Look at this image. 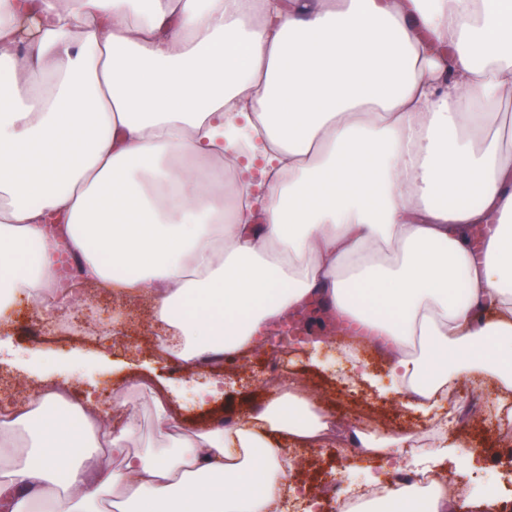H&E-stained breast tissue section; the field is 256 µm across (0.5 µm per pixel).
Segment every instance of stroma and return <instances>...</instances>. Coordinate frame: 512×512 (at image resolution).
I'll list each match as a JSON object with an SVG mask.
<instances>
[{"label": "stroma", "instance_id": "obj_1", "mask_svg": "<svg viewBox=\"0 0 512 512\" xmlns=\"http://www.w3.org/2000/svg\"><path fill=\"white\" fill-rule=\"evenodd\" d=\"M8 313L15 328L0 332V369L10 372L27 395L34 394L38 387V369L61 376L73 373L78 376V388L91 408L104 411L112 405V388L129 383L133 373H147L171 388L185 424L201 430L219 420L248 417L265 403L271 391L266 370L271 350L265 344L245 361L225 368L223 380L217 382L206 364H177L164 359L155 347L151 319L134 313L113 319L112 334L117 338L113 344L33 340L24 332L31 323V306L22 296ZM339 351L338 344L332 342L315 357L304 351L290 353L284 374L316 394L329 414L344 426L357 423L359 415L353 405L363 399L377 417L373 428L380 434L413 435L428 426V414L409 408L406 398L392 390L374 344H365L362 354L378 378L374 390L363 385L354 372L338 361ZM494 445V438L478 416L471 422L466 447L460 449L457 458L446 461L445 470L466 489L495 478L501 499L511 501L512 474L498 464ZM400 464V459L387 461L379 457L369 463L362 453L348 448L341 452L321 448L315 457L297 458L290 481L299 491V501L310 505L312 512H330L327 487L335 478L349 472L361 479H384Z\"/></svg>", "mask_w": 512, "mask_h": 512}]
</instances>
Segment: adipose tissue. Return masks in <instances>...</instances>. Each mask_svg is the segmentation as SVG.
Instances as JSON below:
<instances>
[{
    "instance_id": "adipose-tissue-1",
    "label": "adipose tissue",
    "mask_w": 512,
    "mask_h": 512,
    "mask_svg": "<svg viewBox=\"0 0 512 512\" xmlns=\"http://www.w3.org/2000/svg\"><path fill=\"white\" fill-rule=\"evenodd\" d=\"M511 119L512 0H0V310L43 303L54 221L89 281L149 298L169 360L247 356L314 300L416 408L463 374L512 404ZM143 386L105 418L67 382L0 407L11 512H272L282 440L330 439L298 388L194 430L154 387L142 451ZM134 399L139 407V427L142 436L135 446L145 448L155 437L156 413L148 390H139L135 393Z\"/></svg>"
}]
</instances>
